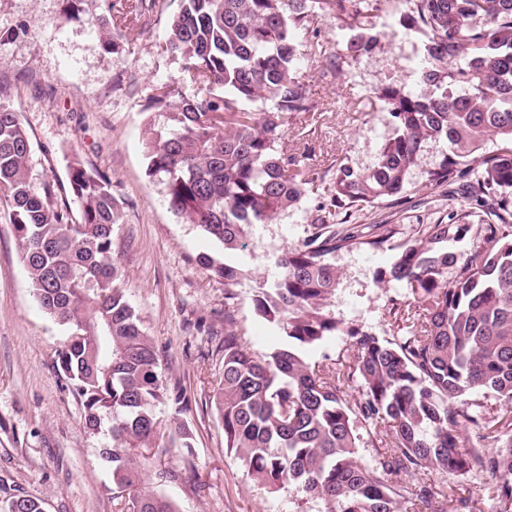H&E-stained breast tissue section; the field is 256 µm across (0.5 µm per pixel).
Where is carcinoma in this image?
I'll list each match as a JSON object with an SVG mask.
<instances>
[{
	"instance_id": "obj_1",
	"label": "carcinoma",
	"mask_w": 512,
	"mask_h": 512,
	"mask_svg": "<svg viewBox=\"0 0 512 512\" xmlns=\"http://www.w3.org/2000/svg\"><path fill=\"white\" fill-rule=\"evenodd\" d=\"M384 0H102L87 21L101 45L117 52L114 32L164 22L165 51L182 61L181 77L151 88L164 121L148 120L150 177L169 209L224 251L202 263L224 278L226 296L244 276L230 257L249 245L256 224L297 208L306 171L284 146L288 116L317 106L298 73L299 30L334 14L353 34L341 56L356 60L378 44L375 19ZM402 22L424 36L423 88L377 92L393 132L365 171L338 165L331 207L395 205L404 197L428 142L447 151L427 183L456 202L446 219L418 224L380 282L395 281L411 300L389 311L393 339L342 327L331 308L340 272L331 256L377 250L390 224H332L319 214L302 242L283 251L280 275L259 288L258 316L285 341L256 354L224 311V369L214 395L225 448L253 481L293 489L319 512H445L448 479L485 473L480 491L491 512H512V0H405ZM194 93L183 92V84ZM31 143L0 87V200L10 210L21 261L41 309L80 340L58 353L57 369L80 399L87 428L108 425L101 458L112 474L119 512H177L144 488L168 393L159 356L118 283L113 225L121 205L109 175L80 158L67 190L80 203L70 215L56 181L33 185ZM484 214L471 222L472 209ZM470 242L468 253L457 245ZM341 332L356 351L350 365L310 364L307 346ZM359 383L349 401L343 389ZM507 406L509 419L479 397ZM474 431L465 443L464 429ZM375 454L363 459V435ZM36 496L10 493L0 512H44Z\"/></svg>"
}]
</instances>
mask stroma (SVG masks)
Instances as JSON below:
<instances>
[{
    "label": "stroma",
    "mask_w": 512,
    "mask_h": 512,
    "mask_svg": "<svg viewBox=\"0 0 512 512\" xmlns=\"http://www.w3.org/2000/svg\"><path fill=\"white\" fill-rule=\"evenodd\" d=\"M69 0H0V80L12 87L11 103L31 138L35 181H68V163L78 156L108 173L122 207L113 231V256L127 298L159 354L165 385L180 386L189 400L183 419L190 447L163 441L159 467L192 469L188 479L151 480L178 512H318L316 502L292 490L270 492L252 481L224 447L212 397L224 358L216 345L224 337V312L232 310L245 344L256 353L282 343L278 331L260 319L253 296L277 274L276 260L298 245L318 207L328 199L331 172L345 164L364 171L391 132L389 116L375 94L389 84L420 89L423 37L400 22L402 0H389L380 13V40L358 60H340L349 35L335 15L310 23L323 47L319 58L301 55L299 71L317 111L292 114L285 140L307 169L311 182L299 208L275 223L253 229L240 261L248 275L224 298V281L196 259L224 252L196 226L181 223L168 209L163 187L149 178L144 150L146 106L153 85L178 76L179 59L163 52V25L118 35L120 50L102 49L94 29L67 20ZM442 144L420 152L402 203L368 211L336 212L334 223L393 224L396 241L415 224H432L448 211L447 193L431 188L425 170L443 157ZM394 260L392 250L342 251L334 262L342 273L332 308L345 328L362 326L388 339V310L405 299L400 283H379ZM342 333L308 347L305 358L354 360ZM67 341L63 326L37 305L21 262L6 207L0 206V481L40 497L46 512H116L112 478L99 456L104 434L87 429L84 410L56 368Z\"/></svg>",
    "instance_id": "1"
}]
</instances>
